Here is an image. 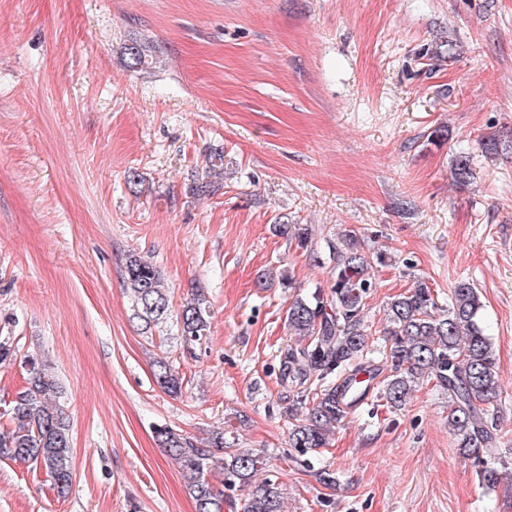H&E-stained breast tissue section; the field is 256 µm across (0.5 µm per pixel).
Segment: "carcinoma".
Instances as JSON below:
<instances>
[{
    "label": "carcinoma",
    "instance_id": "obj_1",
    "mask_svg": "<svg viewBox=\"0 0 512 512\" xmlns=\"http://www.w3.org/2000/svg\"><path fill=\"white\" fill-rule=\"evenodd\" d=\"M127 66L144 69L159 63L148 39L126 47ZM223 173L199 181L192 192L214 195L224 187ZM342 247L331 244L334 265L330 291L316 288L288 305L286 324L298 344L280 351L278 379L295 406L288 426L289 445L301 452L323 448L330 432L341 424L384 375L382 395L400 407L420 381L429 379L448 394V423L467 456L480 457L496 443L500 393L492 343L480 324L482 303L471 283L458 282L448 311L438 312L431 288L423 282L389 303L384 362L369 358L372 343L363 320L364 300L373 287L368 269L385 264L381 253H367L353 230L341 236ZM132 316L148 333L168 316L169 296L157 268L138 256L125 267ZM208 301L197 290L177 315L185 342H199L210 327ZM28 382L12 402L8 424L0 429V458L33 462L65 490L72 480L70 422L56 403L57 382L42 358L27 359ZM157 385L169 394L181 392V377L165 358L154 363ZM160 447L189 476L187 490L196 512H224V489L250 487L240 512H284L283 489L274 475L256 480L263 470L260 456L224 445L217 432L200 442L171 427L157 430ZM224 454L221 487L207 477L216 453Z\"/></svg>",
    "mask_w": 512,
    "mask_h": 512
}]
</instances>
